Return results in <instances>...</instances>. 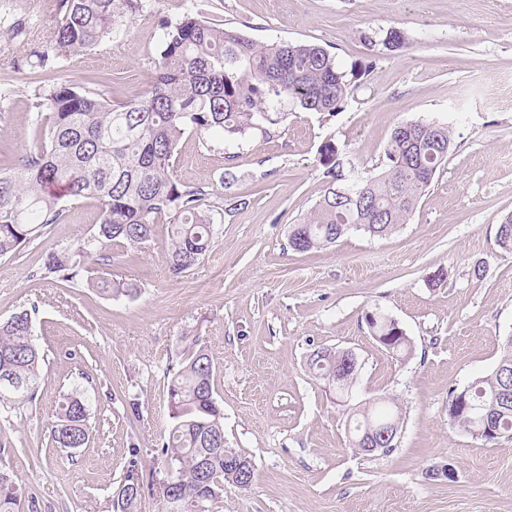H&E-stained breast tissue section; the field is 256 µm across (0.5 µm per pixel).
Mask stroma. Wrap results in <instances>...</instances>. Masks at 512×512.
Listing matches in <instances>:
<instances>
[{
	"label": "stroma",
	"instance_id": "1",
	"mask_svg": "<svg viewBox=\"0 0 512 512\" xmlns=\"http://www.w3.org/2000/svg\"><path fill=\"white\" fill-rule=\"evenodd\" d=\"M1 12L5 168L38 146L47 120L36 103L51 78L115 104L138 99L152 83L162 22L187 15L264 43L323 46L356 86L335 116L296 111L268 138L185 134L178 179L204 187L207 204L243 196L250 204L225 213L211 250L180 276L166 266L163 224L147 241L113 246L112 265L87 261L137 283V297L107 300L44 268L48 250L75 248L94 231L100 211L91 200L69 203L62 223L0 257V320L35 310L45 356L34 402L0 416V443L12 446L13 479L41 512H112L132 464L144 479L142 512H166L156 454L171 422L167 384L196 338L215 370L224 442L255 465L252 485L225 486L214 512H512V440L486 447L448 420L449 388L489 372L512 335V251L495 241L512 212V0H146L98 45L58 59L50 77L12 68L52 31L50 0H0ZM392 26L408 46L369 50L363 34ZM369 61L373 70L361 73ZM414 120L448 124L453 146L408 223L383 238L352 232L325 249L292 250L289 225L324 193L321 145L335 143L351 178L376 175L393 128ZM440 269L446 281L430 286ZM374 309L398 322L410 357L370 334L365 314ZM319 347L357 355L348 405L398 399L392 453L351 448L345 407L308 369ZM85 375L100 405L90 445L70 457L48 429Z\"/></svg>",
	"mask_w": 512,
	"mask_h": 512
}]
</instances>
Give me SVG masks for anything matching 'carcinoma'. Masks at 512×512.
<instances>
[{"label":"carcinoma","mask_w":512,"mask_h":512,"mask_svg":"<svg viewBox=\"0 0 512 512\" xmlns=\"http://www.w3.org/2000/svg\"><path fill=\"white\" fill-rule=\"evenodd\" d=\"M59 15L45 48L30 66L47 69L61 57L102 41L121 19L143 8V0H51ZM369 47L394 52L408 45L406 33L390 27L381 40L362 35ZM353 93L336 55L309 43L264 44L239 31L185 17L163 27L151 90L142 99L114 105L69 84H56L37 107L50 125L36 151L0 168V257L10 256L39 237L63 215L64 199H93L100 209L96 231L74 250H52L45 269L62 282L87 287L106 298L131 297L134 282L84 278V259L106 266L112 246L148 240L155 224L167 221L169 272L179 276L207 254L219 234L205 192L184 185L174 174L173 157L188 131L228 140L268 137L292 111L335 115ZM452 147L449 126L411 121L397 125L385 148L386 168L345 184L336 145L319 151L326 188L310 215L288 227L299 252L323 249L352 230L386 237L407 223L431 186ZM497 245L512 251V214L502 218ZM373 336L392 355L412 351L409 338L379 311L365 313ZM41 355L32 314L24 309L0 321V409L10 412L35 398L42 379ZM315 377L342 399L354 386L359 360H336V349L313 351ZM172 424L159 455L167 470L162 485L184 498L182 512H196L194 500L216 504L224 484L239 486L234 470L255 477L251 458L224 446V411L216 398L209 355L200 346L180 364L168 384ZM96 398L87 389L63 396L51 426V444L77 450L88 445ZM352 446L363 448L369 430L401 423L396 399H375L350 409ZM448 418L473 439L495 446L512 436V336L491 372L448 391ZM11 448L0 447V512H39L35 497L13 483L5 464ZM143 481L128 470L113 500V512H141Z\"/></svg>","instance_id":"carcinoma-1"}]
</instances>
